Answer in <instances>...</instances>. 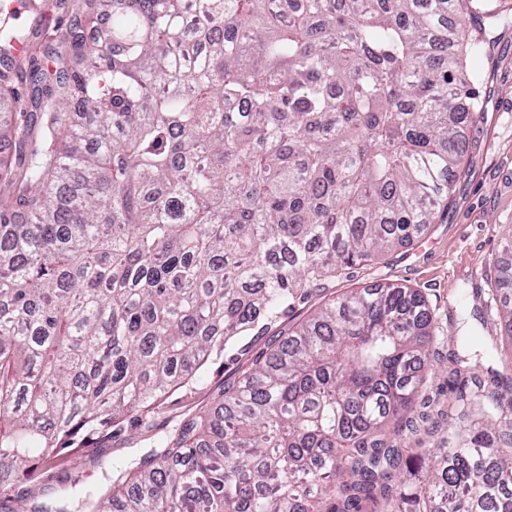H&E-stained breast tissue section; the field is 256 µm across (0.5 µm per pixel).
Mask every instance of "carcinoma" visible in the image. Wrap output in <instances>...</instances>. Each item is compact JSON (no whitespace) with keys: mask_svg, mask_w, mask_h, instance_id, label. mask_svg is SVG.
<instances>
[{"mask_svg":"<svg viewBox=\"0 0 512 512\" xmlns=\"http://www.w3.org/2000/svg\"><path fill=\"white\" fill-rule=\"evenodd\" d=\"M505 0H82L54 72L0 71V488L140 421L253 330L448 210L466 37ZM0 0V52L29 42ZM97 33L87 42L85 31ZM493 296L512 336V231ZM436 338L424 297L353 288L71 510L512 512V355L443 443L388 441Z\"/></svg>","mask_w":512,"mask_h":512,"instance_id":"cac0c4a2","label":"carcinoma"}]
</instances>
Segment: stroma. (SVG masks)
I'll list each match as a JSON object with an SVG mask.
<instances>
[{"mask_svg": "<svg viewBox=\"0 0 512 512\" xmlns=\"http://www.w3.org/2000/svg\"><path fill=\"white\" fill-rule=\"evenodd\" d=\"M38 4V10L21 12L17 19L38 45L36 52L16 59L28 70L51 68L53 51L80 0H38ZM506 16L495 27L472 32L473 38L484 43L473 67L482 75L478 87L485 109L463 123L468 142L465 171L447 213L419 243L396 251L385 262L353 268L332 285L340 294L389 280L423 294L437 320L439 339L433 348V371L415 409L431 417L447 407L460 385L450 361L456 346L448 341V334L493 336L501 354L512 351V338L500 329L496 316L480 321L470 315L460 322L454 312L461 301L476 306L472 291L487 288L500 259L502 235L512 228V11ZM268 341L265 335L253 337L248 354L234 361L209 363L192 389L173 392L147 423L124 425L105 440L93 438L77 460L50 470L41 481L0 490V501L8 497L29 505L64 494L75 504L97 497L109 485L115 467L140 458L173 425L217 401L224 384L236 381L254 357L266 350Z\"/></svg>", "mask_w": 512, "mask_h": 512, "instance_id": "35a3bbf8", "label": "stroma"}]
</instances>
